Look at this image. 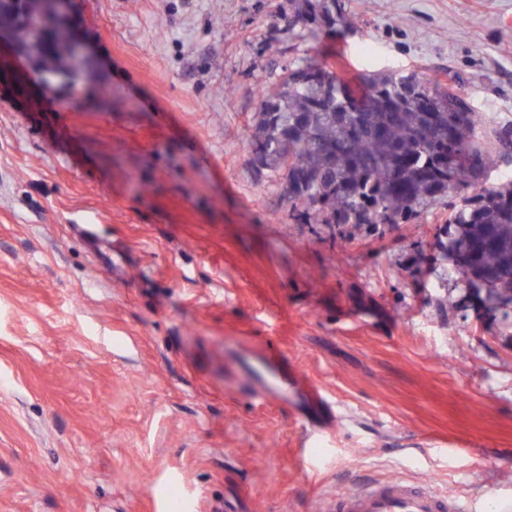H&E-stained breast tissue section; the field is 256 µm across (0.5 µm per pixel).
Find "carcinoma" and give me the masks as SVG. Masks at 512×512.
Returning <instances> with one entry per match:
<instances>
[{"mask_svg":"<svg viewBox=\"0 0 512 512\" xmlns=\"http://www.w3.org/2000/svg\"><path fill=\"white\" fill-rule=\"evenodd\" d=\"M29 0L16 40L38 53L40 3ZM300 37L354 24L346 0H289ZM73 34L54 32L43 58L44 84L72 82ZM259 106L245 131L251 154L283 179L292 209L309 224L371 233L407 224L445 203L448 219L427 247L459 276L482 313L512 328V180L487 188L468 179L512 154V126L492 131L453 84L414 75L364 74L352 86L331 67L303 57L274 87L259 85Z\"/></svg>","mask_w":512,"mask_h":512,"instance_id":"carcinoma-1","label":"carcinoma"}]
</instances>
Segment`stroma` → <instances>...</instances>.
Returning <instances> with one entry per match:
<instances>
[{
  "mask_svg": "<svg viewBox=\"0 0 512 512\" xmlns=\"http://www.w3.org/2000/svg\"><path fill=\"white\" fill-rule=\"evenodd\" d=\"M298 38L288 0H78L93 51L45 89L0 50V512H326L404 476L496 512L512 496V336L456 305L427 242L300 221L251 166L257 84L309 56L455 76L512 124V0H347ZM278 348L336 414L261 404Z\"/></svg>",
  "mask_w": 512,
  "mask_h": 512,
  "instance_id": "1",
  "label": "stroma"
}]
</instances>
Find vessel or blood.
Listing matches in <instances>:
<instances>
[{
  "label": "vessel or blood",
  "mask_w": 512,
  "mask_h": 512,
  "mask_svg": "<svg viewBox=\"0 0 512 512\" xmlns=\"http://www.w3.org/2000/svg\"><path fill=\"white\" fill-rule=\"evenodd\" d=\"M256 397L287 403L294 391H303L315 409L323 428H331L334 415L324 393L299 373L289 372L279 353L258 358L252 371ZM331 512H473L466 499L433 490L425 484H411L394 477L365 482L330 501Z\"/></svg>",
  "instance_id": "1"
}]
</instances>
